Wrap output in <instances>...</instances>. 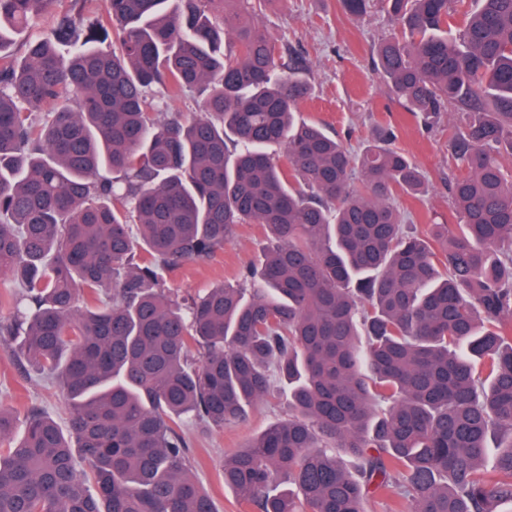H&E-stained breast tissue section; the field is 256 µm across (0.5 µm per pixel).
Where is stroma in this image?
Instances as JSON below:
<instances>
[{"label": "stroma", "instance_id": "obj_1", "mask_svg": "<svg viewBox=\"0 0 512 512\" xmlns=\"http://www.w3.org/2000/svg\"><path fill=\"white\" fill-rule=\"evenodd\" d=\"M255 22L277 47L297 50L310 62L305 76L310 95L301 105L302 118L324 125L355 150L374 141L379 126H394L396 147L419 166L429 184L426 196L403 199L411 223H454L448 180L459 174L460 168L448 146V123L443 120L426 126L400 105L376 70L372 46L391 30L379 6L371 5L367 14L352 16L340 0H275ZM265 246L266 236L259 225H241L235 241L225 245L214 261L189 265L169 275L167 282L175 292L187 296L215 284L238 281L247 266L261 264ZM0 404L20 413L34 404L59 416L65 407L58 388L18 370L9 346L1 341ZM287 416L288 388L280 383L266 400L250 409L245 421L221 429L186 428L198 462L196 475L218 512H243L234 490L225 486L221 477L225 455Z\"/></svg>", "mask_w": 512, "mask_h": 512}]
</instances>
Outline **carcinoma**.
I'll list each match as a JSON object with an SVG mask.
<instances>
[{"label":"carcinoma","mask_w":512,"mask_h":512,"mask_svg":"<svg viewBox=\"0 0 512 512\" xmlns=\"http://www.w3.org/2000/svg\"><path fill=\"white\" fill-rule=\"evenodd\" d=\"M53 2L0 0V338L67 418L0 405V512H217L184 427L245 419L276 377L288 418L222 465L247 508L512 503V0L461 27L463 0H380L391 93L457 115V223L430 227L397 206L426 178L391 127L355 151L299 119L309 62L252 21L272 0H71L29 34ZM188 92L201 114L161 111ZM241 224L261 268L171 291Z\"/></svg>","instance_id":"1"}]
</instances>
